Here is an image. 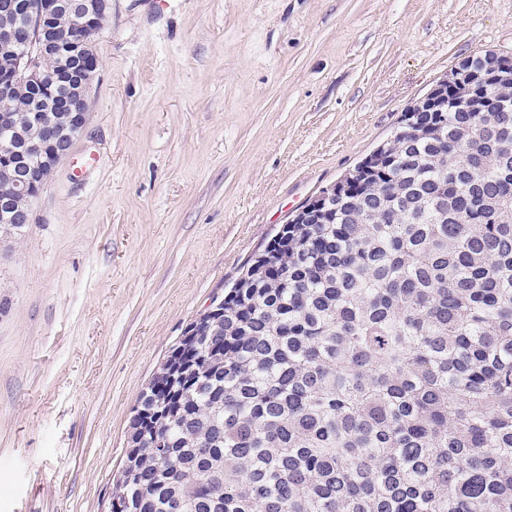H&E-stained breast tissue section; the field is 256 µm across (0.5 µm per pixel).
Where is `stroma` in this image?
I'll use <instances>...</instances> for the list:
<instances>
[{"instance_id":"35a3bbf8","label":"stroma","mask_w":512,"mask_h":512,"mask_svg":"<svg viewBox=\"0 0 512 512\" xmlns=\"http://www.w3.org/2000/svg\"><path fill=\"white\" fill-rule=\"evenodd\" d=\"M94 51L83 133L0 233V512H109L186 325L460 60L512 55V0H112Z\"/></svg>"}]
</instances>
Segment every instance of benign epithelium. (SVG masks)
<instances>
[{
    "label": "benign epithelium",
    "instance_id": "obj_1",
    "mask_svg": "<svg viewBox=\"0 0 512 512\" xmlns=\"http://www.w3.org/2000/svg\"><path fill=\"white\" fill-rule=\"evenodd\" d=\"M112 9V0H35L29 14L35 18L30 29L0 27V47L14 55L12 69L0 71V94L8 96L18 84L45 88L58 80L42 66L45 58L57 55L62 46L70 50L79 72L80 95L65 104L70 112V124L60 130L55 122H42L41 135L22 137L23 149L45 157L47 169L37 175L19 178L9 189V195L33 201L41 192L52 170L70 153L71 142L83 131L87 121L88 93L97 58L93 36ZM460 80L458 70L439 81L427 95L411 107L413 112H427L446 97L448 85Z\"/></svg>",
    "mask_w": 512,
    "mask_h": 512
}]
</instances>
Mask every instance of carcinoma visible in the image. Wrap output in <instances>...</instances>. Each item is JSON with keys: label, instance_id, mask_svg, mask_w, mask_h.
I'll list each match as a JSON object with an SVG mask.
<instances>
[{"label": "carcinoma", "instance_id": "carcinoma-1", "mask_svg": "<svg viewBox=\"0 0 512 512\" xmlns=\"http://www.w3.org/2000/svg\"><path fill=\"white\" fill-rule=\"evenodd\" d=\"M490 56L187 326L112 512H512V82L485 79ZM65 93L0 107L29 133ZM0 227L23 229L2 203Z\"/></svg>", "mask_w": 512, "mask_h": 512}]
</instances>
